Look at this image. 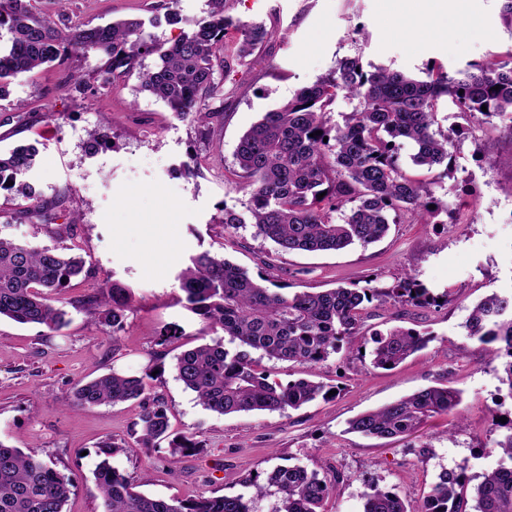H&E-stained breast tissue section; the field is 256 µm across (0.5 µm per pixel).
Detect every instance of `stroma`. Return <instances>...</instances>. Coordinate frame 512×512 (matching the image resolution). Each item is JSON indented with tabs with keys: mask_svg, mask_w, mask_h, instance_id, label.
<instances>
[{
	"mask_svg": "<svg viewBox=\"0 0 512 512\" xmlns=\"http://www.w3.org/2000/svg\"><path fill=\"white\" fill-rule=\"evenodd\" d=\"M60 29L142 22L145 33L174 42L186 20L207 17L208 0H33ZM500 0H469L448 32H421L403 11L385 12L381 0H230L233 17L264 23L270 38L247 64L217 71L221 86L211 118H182L140 91L137 74L115 79L103 55H74L13 78L0 104V150L37 143L29 175L45 210V227L27 202L0 194V235L40 246L72 247L86 265L69 298L93 295L119 282L133 293L124 328L113 333L98 311L70 309L61 332L0 320V441L37 449L74 486L66 512H103L94 478L103 441L131 442L137 404L89 409L69 405L73 388L120 371L158 370L171 431L202 441L200 453L171 457L168 446L135 448L116 459L140 492L166 500L241 492L255 471L298 464L322 475L340 474L324 512H363L365 484L397 492L412 512L443 471L464 470L473 482L497 468L494 440L512 431V395L464 324L483 297L512 292V167L478 152L485 140L501 154L512 140L485 125L453 149L451 173L413 165L412 144L400 145L405 169L427 178L436 196L460 213L456 224H395L368 246L341 251L284 252L248 223V197L236 185L241 136L265 112L335 68L361 57L366 69L386 67L418 77L430 66L456 74L473 62L512 52V28ZM101 128L107 144L91 146ZM197 158L193 171L184 163ZM244 224L224 225L225 209ZM176 249H169V241ZM208 251L289 292L339 286L394 288L414 275L433 294L451 292L441 307L373 301L360 342L344 345L317 368L261 359L281 382L316 374L327 394L283 412L222 416L205 409L177 378L174 365L199 344L208 326L186 310L177 275L189 255ZM393 326L426 333V348L391 370L374 369L361 341ZM440 383L461 392L457 408L431 418L420 436L377 440L349 432V421L419 389Z\"/></svg>",
	"mask_w": 512,
	"mask_h": 512,
	"instance_id": "obj_1",
	"label": "stroma"
}]
</instances>
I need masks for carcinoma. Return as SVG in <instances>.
I'll return each instance as SVG.
<instances>
[{
  "label": "carcinoma",
  "instance_id": "1",
  "mask_svg": "<svg viewBox=\"0 0 512 512\" xmlns=\"http://www.w3.org/2000/svg\"><path fill=\"white\" fill-rule=\"evenodd\" d=\"M230 0H209L208 18L188 21V31L166 45L135 20L104 26L77 25L65 31L38 15L30 0H0V28L9 44L0 47V101L9 97L11 79L33 73L66 57L100 52L114 77L139 70L140 90L183 117L209 116L206 98L218 90L215 63L231 68L252 55L270 33L261 24L234 19ZM238 34L227 43L228 31ZM155 57L153 67L143 61ZM500 89H494V86ZM358 100L343 124H329L338 96ZM451 102L469 127L491 125L512 138V53L450 75L426 69L414 78L379 67L364 69L360 57H345L310 85L298 89L278 109L267 112L241 138L236 159L239 188L249 196L251 221L258 235L283 251H337L352 244H371L390 225L412 221L446 224L450 204L435 197L427 183L407 174L399 163L400 141L414 144L413 164L427 170L445 165L461 129L433 130L440 101ZM487 111H482V107ZM39 150L32 143L0 151V191L38 208L39 195L29 182ZM435 208H429V205ZM344 212L343 223L333 214ZM84 271L76 254L0 237V319L37 324L51 332L67 326L68 312L54 302ZM184 307L224 331L228 340L213 339L183 351L175 370L205 409L227 416L252 411L298 409L325 395V385L312 378L286 383L258 369L252 352L270 360L316 366L340 351L342 342L359 336L365 304L382 297L417 307L436 301L417 279L407 276L383 292L339 287L323 292H287L264 275H251L208 251L189 256L178 274ZM131 289L114 282L74 308L94 309L112 335L123 329ZM467 336L501 360V384L512 395V293L479 301L465 322ZM371 365L395 368L429 342L413 328L393 327L372 333ZM236 345L235 351L225 343ZM152 373L113 372L78 384L72 401L78 407L136 401L140 407L132 436L139 448H155L169 440L171 456L198 452L200 441L170 438L163 400L151 393ZM460 391L431 386L377 410L360 414L349 430L367 437L402 440L421 431L428 419L454 410ZM500 465L468 492L465 479L446 471L424 497L419 512H512V432L493 441ZM127 446H99L95 479L103 512H255L256 500L275 488L273 512H324L322 505L337 477L319 476L300 465H279L243 481L253 494L220 495L166 501L134 490L112 459ZM69 479L33 448L23 451L0 441V512H65ZM364 512H409L399 494L366 485Z\"/></svg>",
  "mask_w": 512,
  "mask_h": 512
}]
</instances>
